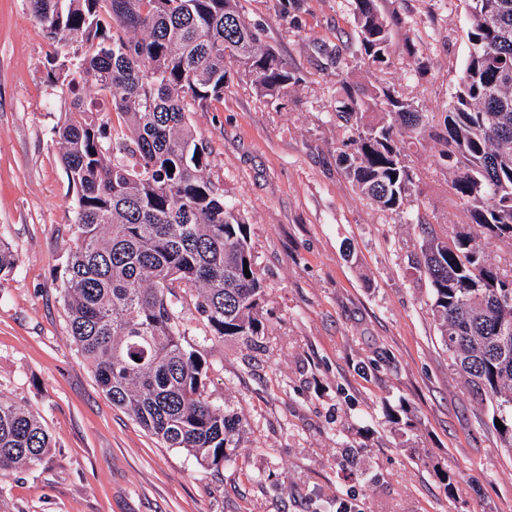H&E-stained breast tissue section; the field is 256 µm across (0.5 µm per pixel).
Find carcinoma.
Returning a JSON list of instances; mask_svg holds the SVG:
<instances>
[{
	"instance_id": "obj_1",
	"label": "carcinoma",
	"mask_w": 512,
	"mask_h": 512,
	"mask_svg": "<svg viewBox=\"0 0 512 512\" xmlns=\"http://www.w3.org/2000/svg\"><path fill=\"white\" fill-rule=\"evenodd\" d=\"M473 52L440 130L433 116L379 83L344 85L340 117L355 125L347 170L376 207L398 211L413 186L409 139L440 145L439 164L467 212L452 235L427 233L418 271L452 366L491 406L501 447L512 454V273L487 245L512 242V0H467ZM63 71L71 107L55 128L76 188L75 249L62 299L69 336L112 405L166 448L218 467L241 446L243 421L206 395L204 341L265 335V287L250 228L205 176L206 146L191 109L224 96L225 60L235 59L274 101L296 79L246 23L239 0H31ZM363 61L388 63L390 29L375 0H357ZM76 44L72 69L59 52ZM92 80L112 96L119 126L97 118L81 95ZM173 171H168V168ZM16 254L0 240V275ZM249 269L250 275L244 274ZM52 441L30 410L0 395V480L45 458Z\"/></svg>"
}]
</instances>
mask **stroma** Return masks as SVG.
<instances>
[{"instance_id":"1","label":"stroma","mask_w":512,"mask_h":512,"mask_svg":"<svg viewBox=\"0 0 512 512\" xmlns=\"http://www.w3.org/2000/svg\"><path fill=\"white\" fill-rule=\"evenodd\" d=\"M297 82L285 108L234 59L224 97L189 113L207 176L250 226L269 328L207 345V394L246 423L231 460L166 448L98 387L71 342L61 288L76 191L53 128L69 99L29 0H0V393L53 440L0 482V512H512V456L487 404L452 368L416 269L424 239L465 223L435 157L409 146L402 213L370 205L342 161V81L391 87L419 111L450 107L472 45L466 0H377L390 65H358L354 0H240ZM448 472L447 489L439 472Z\"/></svg>"}]
</instances>
